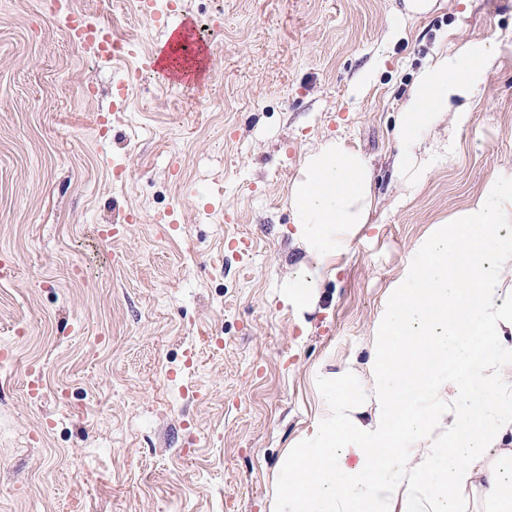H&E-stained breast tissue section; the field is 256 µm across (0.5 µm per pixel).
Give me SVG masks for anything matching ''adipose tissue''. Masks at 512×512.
<instances>
[{
	"mask_svg": "<svg viewBox=\"0 0 512 512\" xmlns=\"http://www.w3.org/2000/svg\"><path fill=\"white\" fill-rule=\"evenodd\" d=\"M512 33L437 52L400 107L394 174L422 187L454 152L426 146L444 117L464 126ZM369 161L345 138L310 150L288 197L307 260L282 300L314 312L373 207ZM458 375L449 378V364ZM309 424L284 449L267 512H512V168L433 224L387 289L371 359L320 375Z\"/></svg>",
	"mask_w": 512,
	"mask_h": 512,
	"instance_id": "1",
	"label": "adipose tissue"
}]
</instances>
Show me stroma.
<instances>
[{"mask_svg":"<svg viewBox=\"0 0 512 512\" xmlns=\"http://www.w3.org/2000/svg\"><path fill=\"white\" fill-rule=\"evenodd\" d=\"M129 44L89 58L50 0H0V512H266L318 372L367 362L389 283L432 224L512 163V56L455 152L411 196L392 169L418 69L512 31V0H179L203 83L136 81L166 32L138 0H70ZM341 136L375 206L317 309L281 300L306 260L288 193ZM116 233L105 237V226Z\"/></svg>","mask_w":512,"mask_h":512,"instance_id":"35a3bbf8","label":"stroma"}]
</instances>
